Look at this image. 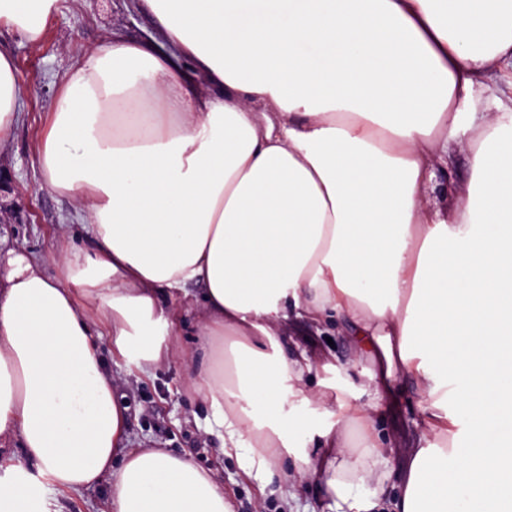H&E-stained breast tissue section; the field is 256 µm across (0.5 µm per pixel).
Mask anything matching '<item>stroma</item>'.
<instances>
[{"instance_id": "obj_1", "label": "stroma", "mask_w": 512, "mask_h": 512, "mask_svg": "<svg viewBox=\"0 0 512 512\" xmlns=\"http://www.w3.org/2000/svg\"><path fill=\"white\" fill-rule=\"evenodd\" d=\"M110 34L156 47L164 42L138 0H59L36 45L19 32H0V49L12 56L25 89L12 138L0 149V183L6 188L0 194V208L12 215L11 223L0 226V246H20L30 254L45 256L64 229L71 245L90 247L83 226L69 221L74 212L72 200L47 186L37 163V147L63 78ZM284 344L289 351L304 349L332 360V371L319 369L311 374L309 389L329 382L342 392L360 379L353 365L355 349L341 322L319 329L296 326ZM100 347L104 366L113 378V393L126 408L127 447L164 448L190 455L199 467L214 473L233 512H324L323 481L297 485L293 499L286 501L278 492L259 490L256 482L244 476L237 458L222 453L219 438L207 430L206 403L189 389L191 369L186 363L173 359L146 377L112 356L108 341H101ZM421 417L419 396L412 382L405 380L398 401L377 410L375 425L381 438L395 439L403 448L413 441ZM45 494L57 512H104L109 489L101 483L67 494L50 486Z\"/></svg>"}]
</instances>
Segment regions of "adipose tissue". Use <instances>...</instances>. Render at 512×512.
<instances>
[{
    "label": "adipose tissue",
    "mask_w": 512,
    "mask_h": 512,
    "mask_svg": "<svg viewBox=\"0 0 512 512\" xmlns=\"http://www.w3.org/2000/svg\"><path fill=\"white\" fill-rule=\"evenodd\" d=\"M57 0H0L38 43ZM168 44L107 36L59 87L37 158L93 240L48 273L0 255V512H50L44 483L110 484L107 512H232L190 457L120 452L97 342L143 375L179 357L223 453L267 487L323 478L330 512H372L389 459L370 407L305 380L286 325L338 319L369 348L367 394L411 379L423 413L396 512L512 504V0H140ZM22 86L0 51V145ZM469 159L465 203L429 189ZM204 287L192 347L174 303ZM332 406L298 444L288 399ZM121 457L113 466V457Z\"/></svg>",
    "instance_id": "obj_1"
}]
</instances>
